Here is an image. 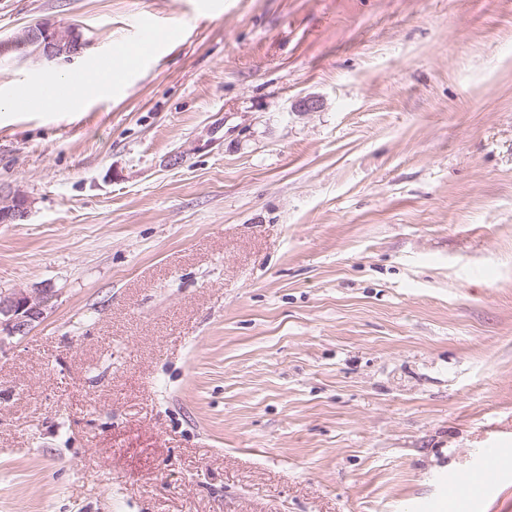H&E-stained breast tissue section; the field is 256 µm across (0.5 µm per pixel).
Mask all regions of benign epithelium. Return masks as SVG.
<instances>
[{
  "instance_id": "benign-epithelium-1",
  "label": "benign epithelium",
  "mask_w": 512,
  "mask_h": 512,
  "mask_svg": "<svg viewBox=\"0 0 512 512\" xmlns=\"http://www.w3.org/2000/svg\"><path fill=\"white\" fill-rule=\"evenodd\" d=\"M17 48L33 47L46 59L70 58L83 48L82 35L74 25L41 24L30 27L14 40ZM30 208L27 195L15 191L0 193V224H14L24 219ZM50 290L0 291V346L5 340L27 335L46 315L50 307Z\"/></svg>"
}]
</instances>
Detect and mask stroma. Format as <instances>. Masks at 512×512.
<instances>
[{"instance_id": "1", "label": "stroma", "mask_w": 512, "mask_h": 512, "mask_svg": "<svg viewBox=\"0 0 512 512\" xmlns=\"http://www.w3.org/2000/svg\"><path fill=\"white\" fill-rule=\"evenodd\" d=\"M144 18L180 38L112 93L5 108ZM14 190L0 289L54 298L0 512H429L490 448L512 512V0H0ZM16 48L34 47L46 59L70 58L83 48L82 35L74 25L41 24L30 27L13 42ZM30 208L27 195L15 191L7 195L0 193V224H13L23 220Z\"/></svg>"}]
</instances>
